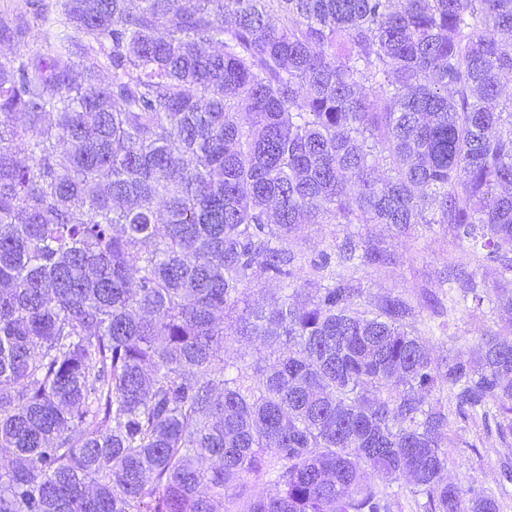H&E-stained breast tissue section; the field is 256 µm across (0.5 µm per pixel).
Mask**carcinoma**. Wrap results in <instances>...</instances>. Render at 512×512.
<instances>
[{
  "label": "carcinoma",
  "instance_id": "cac0c4a2",
  "mask_svg": "<svg viewBox=\"0 0 512 512\" xmlns=\"http://www.w3.org/2000/svg\"><path fill=\"white\" fill-rule=\"evenodd\" d=\"M0 54V512H500L449 482L448 412L512 447V336L432 361L392 253L303 224H447L462 299L512 311V0H63ZM25 29L0 20V43ZM389 174L377 177L381 165ZM282 284L247 301L258 279ZM236 335L280 343L272 362ZM494 425H489V422ZM275 487L258 494L255 485ZM57 2L41 0L32 5L33 2L29 4L26 0H0V18L28 26L25 38L17 45L23 53H44L54 49L64 33L73 34L71 30L64 31L58 22ZM39 9L46 10V22L36 18Z\"/></svg>",
  "mask_w": 512,
  "mask_h": 512
}]
</instances>
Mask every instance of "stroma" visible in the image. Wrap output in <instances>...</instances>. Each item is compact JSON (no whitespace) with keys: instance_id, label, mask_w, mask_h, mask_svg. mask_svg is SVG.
Segmentation results:
<instances>
[{"instance_id":"stroma-1","label":"stroma","mask_w":512,"mask_h":512,"mask_svg":"<svg viewBox=\"0 0 512 512\" xmlns=\"http://www.w3.org/2000/svg\"><path fill=\"white\" fill-rule=\"evenodd\" d=\"M57 0H0V18L27 26L20 42L22 52L36 53L53 49L63 35L58 21ZM45 10V19H37V10ZM348 233H362L383 242L397 257L396 264L384 268H362L357 275L364 290L365 302L391 292L413 304L417 326L426 331V345L432 359L446 357L458 347H476L482 334H512V314L483 305L480 310L458 307L452 314L435 313L429 304L440 292L450 264L466 260L465 245L453 239L442 224H417L407 232H398L386 224H305L292 239L295 250L314 257L333 251L338 239ZM446 443L450 450L447 479L472 481L487 490H496L502 464L512 465V450L502 447L495 437L481 428L454 421Z\"/></svg>"}]
</instances>
